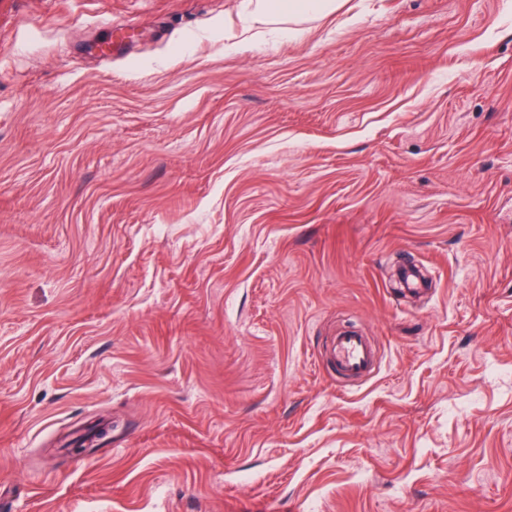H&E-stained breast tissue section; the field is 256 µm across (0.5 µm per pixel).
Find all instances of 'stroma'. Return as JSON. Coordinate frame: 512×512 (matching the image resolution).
<instances>
[{
    "mask_svg": "<svg viewBox=\"0 0 512 512\" xmlns=\"http://www.w3.org/2000/svg\"><path fill=\"white\" fill-rule=\"evenodd\" d=\"M250 9L0 0V512H512V0ZM254 1L251 16L256 21L279 19L302 23L331 15L339 8L337 0H250ZM328 361L337 372L348 377L360 378L371 372L375 352L366 336L348 329L332 340Z\"/></svg>",
    "mask_w": 512,
    "mask_h": 512,
    "instance_id": "35a3bbf8",
    "label": "stroma"
}]
</instances>
